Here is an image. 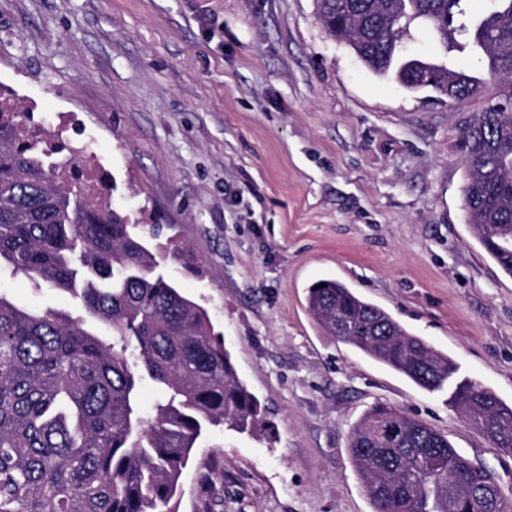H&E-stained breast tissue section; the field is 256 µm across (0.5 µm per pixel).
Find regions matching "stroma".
Here are the masks:
<instances>
[{
    "instance_id": "35a3bbf8",
    "label": "stroma",
    "mask_w": 512,
    "mask_h": 512,
    "mask_svg": "<svg viewBox=\"0 0 512 512\" xmlns=\"http://www.w3.org/2000/svg\"><path fill=\"white\" fill-rule=\"evenodd\" d=\"M406 54L481 76L412 24ZM0 85L70 140L88 186L131 222L208 313L267 433L216 428L178 512H373L348 433L385 404L447 435L512 502V455L449 402L326 335L309 287L335 279L512 406V276L463 204L465 125L494 94L451 100L368 70L315 0H0ZM22 307L56 290L0 278Z\"/></svg>"
}]
</instances>
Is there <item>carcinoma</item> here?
Instances as JSON below:
<instances>
[{"label":"carcinoma","instance_id":"obj_1","mask_svg":"<svg viewBox=\"0 0 512 512\" xmlns=\"http://www.w3.org/2000/svg\"><path fill=\"white\" fill-rule=\"evenodd\" d=\"M326 30L378 76L450 99L478 93L463 71L431 68L400 53L403 34L424 24L448 46L468 35L479 63L500 80L496 102L462 133L472 232L512 276V0H316ZM0 87V275H22L78 304L76 317L34 311L0 294V512H175L171 502L197 440L219 426L254 436L260 407L239 380L207 312L162 270L163 257L126 212L72 185ZM308 310L328 334L427 391L455 361L411 334L345 284L310 286ZM109 328L98 334L88 321ZM155 385L149 411L143 383ZM453 406L512 454V406L475 382ZM349 452L374 512H448V479L482 484V502L459 512H512L493 473L460 455L447 436L376 405L352 428Z\"/></svg>","mask_w":512,"mask_h":512}]
</instances>
